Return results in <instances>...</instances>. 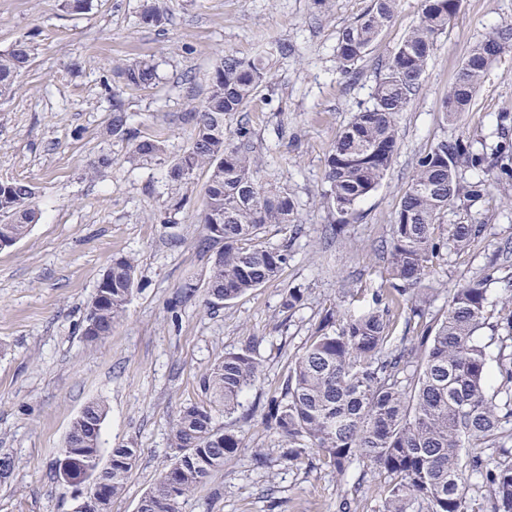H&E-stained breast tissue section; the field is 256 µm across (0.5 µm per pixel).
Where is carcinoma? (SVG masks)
<instances>
[{
    "mask_svg": "<svg viewBox=\"0 0 512 512\" xmlns=\"http://www.w3.org/2000/svg\"><path fill=\"white\" fill-rule=\"evenodd\" d=\"M161 0H143L139 24L162 28L167 21ZM398 0H371L358 19L341 31L336 59L346 73L356 65L395 17ZM461 0H421L418 22L381 64L370 105L354 113L326 159L323 203L345 223L356 205L373 192L391 169L398 150V117L418 94L435 47L458 13ZM512 49V25L494 27L473 44L448 88L441 106L445 121L470 110L483 79ZM32 46L25 39L0 51V99L10 97L18 74L27 67ZM131 88H146L158 79L157 65L140 60L117 70ZM272 74L261 57L224 56L210 79L207 97L185 114L192 125L189 146L167 170L173 196L170 209L180 210L179 195L197 171L207 172L200 223L205 240L220 245L211 263L207 303L218 306L278 278L288 264V250L259 240L267 224H298L297 202L286 189L264 181L253 154L249 130L231 129L229 119L243 110ZM106 135L128 142L136 158L164 155L160 140L141 138L128 125L125 104L112 98ZM478 176L464 180L460 168ZM497 169V181L512 187V145L498 144L487 153L462 138L441 140L421 154L395 213L389 243L386 284L375 306L338 318L326 313L303 351L288 360L279 395L270 399L264 420L288 440V456L298 448L322 454L336 473L364 460L383 478L381 512H471L468 492L487 500V512H512V290L497 314L488 310V291L498 282L500 267L492 261L485 274L453 290L448 309L426 318L434 290L420 287L429 264L446 248H469L486 225L458 222L448 236L435 228L442 215L486 198L485 175ZM35 189L23 179L0 182V239L20 241L37 220ZM105 301L93 297L85 316L90 342L112 334L136 287L134 263L113 259L104 273ZM404 307L406 327L418 343L393 346L392 309ZM499 340L496 374L489 369L486 346L475 332L490 318ZM261 363L253 347L229 351L201 380L208 398L178 414L170 434L176 450L169 467L177 484L169 498L160 478L141 498L138 512H179L180 501L224 468V461L245 447L244 435L215 425V413H235L241 397L257 382ZM496 388L489 390L491 381ZM105 407L93 404L72 422L54 473L65 467L102 459L100 434ZM104 495L122 494L139 456L133 447L114 448Z\"/></svg>",
    "mask_w": 512,
    "mask_h": 512,
    "instance_id": "cac0c4a2",
    "label": "carcinoma"
}]
</instances>
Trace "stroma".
<instances>
[{"label":"stroma","instance_id":"35a3bbf8","mask_svg":"<svg viewBox=\"0 0 512 512\" xmlns=\"http://www.w3.org/2000/svg\"><path fill=\"white\" fill-rule=\"evenodd\" d=\"M370 0H164V30L138 24L140 0H93L75 13L62 0H0V51L16 40L33 46L0 101V182L15 178L35 188L36 224L13 247L0 250V453L15 462L0 481V512H74L79 491L57 481L52 465L73 420L92 403L106 416L101 448L134 444L138 460L112 512H137L141 497L174 459L169 436L184 406L204 401L201 376L225 352L253 343L260 381L232 415L215 423L242 431L245 446L179 512H379V478L365 463L344 474L311 448L289 460L288 444L261 421L267 399L326 312L371 306L387 277L395 212L419 155L438 141L469 137L512 142V51L487 73L470 111L441 118V104L470 46L496 25L512 24V0H462L437 44L422 87L398 119L399 148L389 174L346 224L321 202L325 164L352 114L373 92L377 65L416 24L421 0H399L356 75L336 61L341 30ZM264 57L273 74L232 118L246 126L264 161V179L288 188L301 221L269 224L266 244L287 247L282 275L221 307L206 303L212 252L201 248L200 222L207 174L182 189L189 202L170 211L166 178L171 160L190 143L182 119L201 103L225 53ZM151 58L159 83L124 86L116 67ZM123 99L131 128L163 141L166 154L131 159L127 142L107 137L113 96ZM113 163L96 175L100 155ZM486 200L449 211L436 230L482 221L487 230L469 249L440 253L428 281L435 310L454 288L480 277L490 258L512 265V204L494 184ZM136 265L137 287L123 321L107 338L83 336L87 306L114 258ZM302 299L285 309L290 289Z\"/></svg>","mask_w":512,"mask_h":512}]
</instances>
